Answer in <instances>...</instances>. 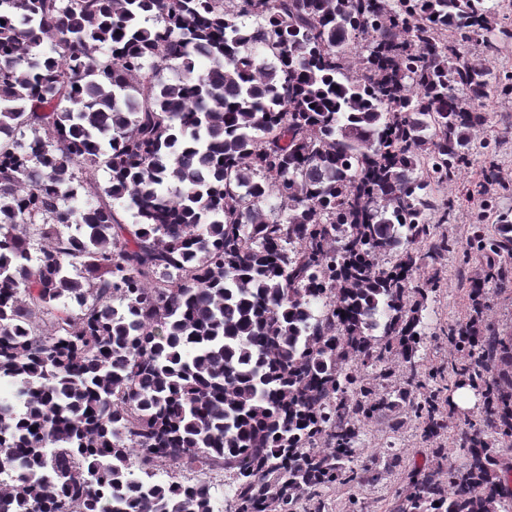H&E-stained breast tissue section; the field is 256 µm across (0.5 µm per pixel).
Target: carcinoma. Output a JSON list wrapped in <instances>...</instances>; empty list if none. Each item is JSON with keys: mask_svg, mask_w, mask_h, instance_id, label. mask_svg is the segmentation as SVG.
I'll use <instances>...</instances> for the list:
<instances>
[{"mask_svg": "<svg viewBox=\"0 0 512 512\" xmlns=\"http://www.w3.org/2000/svg\"><path fill=\"white\" fill-rule=\"evenodd\" d=\"M499 0H0V512H293L424 387L420 282L474 164ZM171 70L174 76H164ZM103 167L102 185L93 171ZM508 180L483 166L477 219ZM132 211L123 224L116 209ZM467 243L454 387L411 403L436 466L392 512H507L512 219ZM392 250L399 260L388 267ZM36 430H31V427ZM201 474L154 480L158 469ZM232 496L217 507L203 475ZM488 322L500 333L512 331V283L507 288H490ZM470 390V404L468 408H462L455 404L451 398L457 392L453 389L450 392L451 406L454 409V415L448 425V431L441 437L440 442L444 448H448V451H452V448H456L459 433L462 428L467 427L470 422L476 423L479 420V411L481 408V395L479 392Z\"/></svg>", "mask_w": 512, "mask_h": 512, "instance_id": "obj_1", "label": "carcinoma"}]
</instances>
